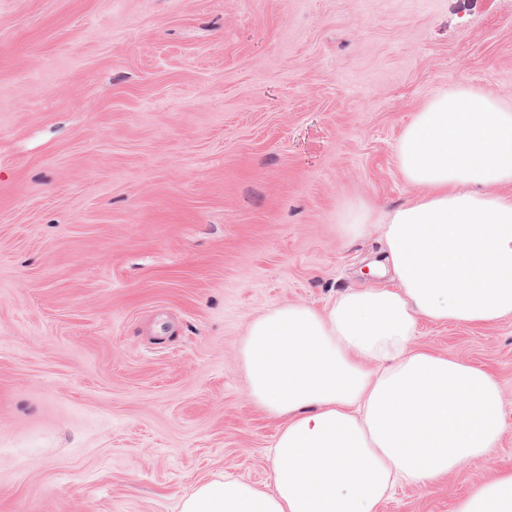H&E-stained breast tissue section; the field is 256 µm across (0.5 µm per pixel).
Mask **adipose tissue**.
I'll list each match as a JSON object with an SVG mask.
<instances>
[{
  "mask_svg": "<svg viewBox=\"0 0 512 512\" xmlns=\"http://www.w3.org/2000/svg\"><path fill=\"white\" fill-rule=\"evenodd\" d=\"M397 159L420 195L380 219L353 205L341 220L346 236L377 232L393 287L273 306L241 343L250 397L280 424L271 491L221 476L192 486L179 512H376L396 482L433 489L497 447L496 377L410 343L421 319L512 315V111L466 87L439 92L405 126ZM455 512H512V471Z\"/></svg>",
  "mask_w": 512,
  "mask_h": 512,
  "instance_id": "adipose-tissue-1",
  "label": "adipose tissue"
}]
</instances>
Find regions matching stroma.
Masks as SVG:
<instances>
[{
  "label": "stroma",
  "instance_id": "obj_1",
  "mask_svg": "<svg viewBox=\"0 0 512 512\" xmlns=\"http://www.w3.org/2000/svg\"><path fill=\"white\" fill-rule=\"evenodd\" d=\"M461 86L512 109V0H0V512L268 489L242 338L390 283L341 216L417 195L397 141ZM412 346L501 386L497 448L377 510L454 512L512 470V316Z\"/></svg>",
  "mask_w": 512,
  "mask_h": 512
}]
</instances>
